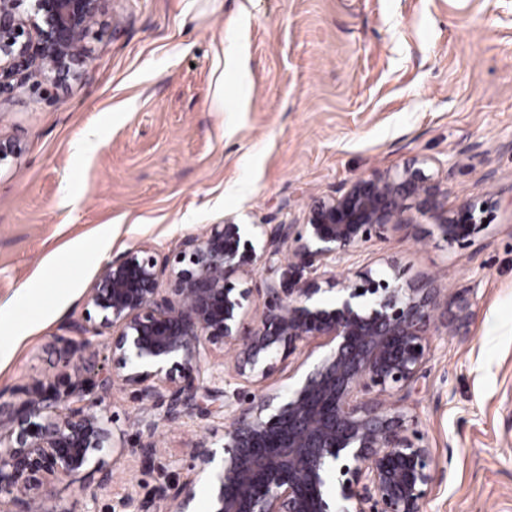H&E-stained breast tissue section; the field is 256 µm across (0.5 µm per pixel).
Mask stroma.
<instances>
[{"label":"stroma","mask_w":512,"mask_h":512,"mask_svg":"<svg viewBox=\"0 0 512 512\" xmlns=\"http://www.w3.org/2000/svg\"><path fill=\"white\" fill-rule=\"evenodd\" d=\"M107 19L78 80L0 102L23 148L0 167V311L15 318L0 403L72 371L62 340L104 261L145 243L169 255L227 218L299 222L311 199L424 158L449 174V208L497 196L486 228L462 249L393 224L349 267L433 284L455 318L399 396L437 464L424 512H512V0H111ZM203 403L214 417L168 422L111 386V484L58 478L37 512L156 500L199 437L223 442V397Z\"/></svg>","instance_id":"obj_1"}]
</instances>
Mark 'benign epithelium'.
<instances>
[{"instance_id": "obj_1", "label": "benign epithelium", "mask_w": 512, "mask_h": 512, "mask_svg": "<svg viewBox=\"0 0 512 512\" xmlns=\"http://www.w3.org/2000/svg\"><path fill=\"white\" fill-rule=\"evenodd\" d=\"M110 0H0V96L33 77L64 83L90 57L91 27L106 28ZM21 154L0 134V164ZM447 178L424 160L373 172L312 200L300 224L249 228L232 219L184 237L165 261L149 245L104 262L70 329L89 353L104 336L108 367L99 383L64 374L33 385L17 406L0 404V512L49 492L59 475L90 464L110 439L99 391L120 382L145 408L177 420L197 409L209 354L224 349L231 377L254 388L224 394L230 423L223 453L205 437L191 448L194 476L160 491L189 512L196 477L218 471L211 512H423L436 466L423 436L390 398L410 391L429 360L441 289L371 268L340 276V264L390 224L435 226L466 246L483 228L491 199L448 209ZM287 254L280 279L252 286L261 266ZM265 295L262 308L255 298ZM313 339L325 351L283 389L268 375Z\"/></svg>"}]
</instances>
